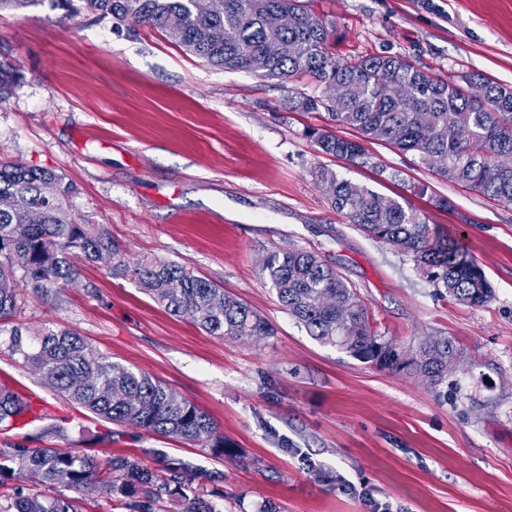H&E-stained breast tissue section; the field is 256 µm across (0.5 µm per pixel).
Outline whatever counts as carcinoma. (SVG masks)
<instances>
[{"label":"carcinoma","mask_w":512,"mask_h":512,"mask_svg":"<svg viewBox=\"0 0 512 512\" xmlns=\"http://www.w3.org/2000/svg\"><path fill=\"white\" fill-rule=\"evenodd\" d=\"M84 8L119 22L147 24L186 54L225 69L266 79L305 76L314 92L288 98L290 112L328 114L329 124L309 127L306 136L321 154L350 163H368L373 141L433 161L441 178L489 198L512 204V88L476 72L458 78L428 74L401 56L336 53L329 24L306 0H83ZM292 15L281 30L288 54L266 52L269 30ZM15 73L0 63V100L11 91ZM328 82L354 84L356 93L338 106L325 102ZM470 84L483 97L466 94ZM358 133L351 139L336 126ZM328 189L333 210L367 237L407 255L443 294L469 306L493 298L484 272L450 235L430 232L426 217L398 199L338 178L326 166L313 171ZM78 193L66 177L48 169L0 163V320L23 308L31 294L58 302L77 274L75 261L116 257L119 246L92 224L76 222L69 202ZM113 271L134 282L169 314L188 313L196 326L219 337L271 336L272 325L243 301L189 269L160 260L117 261ZM262 272L281 306L315 340L393 373L442 383L461 350L448 338L401 346L374 330L357 290L316 254L291 248L263 260ZM7 347L39 373L43 383L97 418L161 436L190 441L215 455L228 444L210 416L178 398L148 373L113 362L91 342L68 329L45 328L29 342L11 329ZM30 412L12 388L0 384V426L7 430ZM165 474L124 453L92 455L74 449L14 445L0 451V512H86L84 499L62 490L107 487L111 509L124 512H220L213 492L194 484L183 460L168 458ZM33 477L38 489L8 485Z\"/></svg>","instance_id":"1"}]
</instances>
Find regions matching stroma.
I'll return each mask as SVG.
<instances>
[{
    "instance_id": "obj_1",
    "label": "stroma",
    "mask_w": 512,
    "mask_h": 512,
    "mask_svg": "<svg viewBox=\"0 0 512 512\" xmlns=\"http://www.w3.org/2000/svg\"><path fill=\"white\" fill-rule=\"evenodd\" d=\"M340 54L402 55L446 77L477 71L512 87V0H310ZM17 83L0 102V162L55 170L78 188L71 211L105 228L125 262H174L236 295L274 326L238 339L174 316L111 259L83 262L61 303L28 297L0 323V382L42 422L0 431V448L128 453L161 471L188 462L223 491L225 512H512V205L436 175L417 156L373 142L370 163L317 152L304 136L321 112H290L309 79L281 82L203 64L157 30L49 0L0 12V61ZM339 177L423 213L460 237L493 299L471 307L437 293L409 257L366 237L330 207L311 172ZM426 184L420 197L413 184ZM447 197L450 209L431 196ZM298 247L336 269L381 336L454 339L461 362L439 386L391 373L309 336L262 273ZM68 327L112 361L158 378L207 412L236 450L217 457L179 438L111 425L45 386L6 346L13 326Z\"/></svg>"
}]
</instances>
